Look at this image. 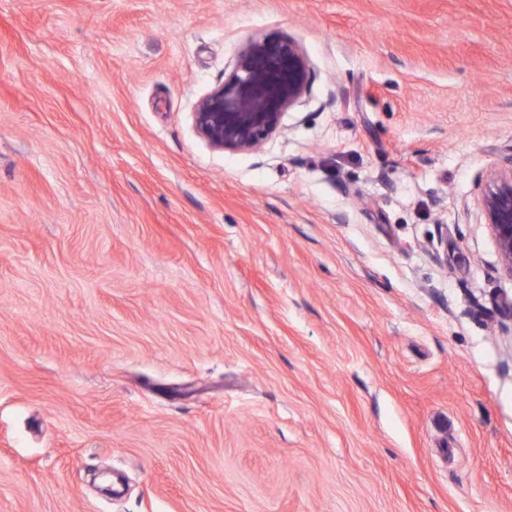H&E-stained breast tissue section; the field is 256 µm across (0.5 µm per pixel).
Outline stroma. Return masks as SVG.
I'll list each match as a JSON object with an SVG mask.
<instances>
[{
    "label": "stroma",
    "instance_id": "35a3bbf8",
    "mask_svg": "<svg viewBox=\"0 0 512 512\" xmlns=\"http://www.w3.org/2000/svg\"><path fill=\"white\" fill-rule=\"evenodd\" d=\"M510 168L512 0H0V512H512ZM310 66L290 39L244 42L233 70L196 105L197 135L211 147L256 152L279 133L286 111L308 91ZM481 208L498 249L501 269L512 278V168L491 176Z\"/></svg>",
    "mask_w": 512,
    "mask_h": 512
}]
</instances>
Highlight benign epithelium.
I'll use <instances>...</instances> for the list:
<instances>
[{
    "instance_id": "7a95c632",
    "label": "benign epithelium",
    "mask_w": 512,
    "mask_h": 512,
    "mask_svg": "<svg viewBox=\"0 0 512 512\" xmlns=\"http://www.w3.org/2000/svg\"><path fill=\"white\" fill-rule=\"evenodd\" d=\"M309 83L310 66L298 43L249 39L224 83L197 103L192 113L195 132L218 150L256 152L281 131L286 111L308 91ZM481 208L501 269L512 278V169L491 176Z\"/></svg>"
}]
</instances>
